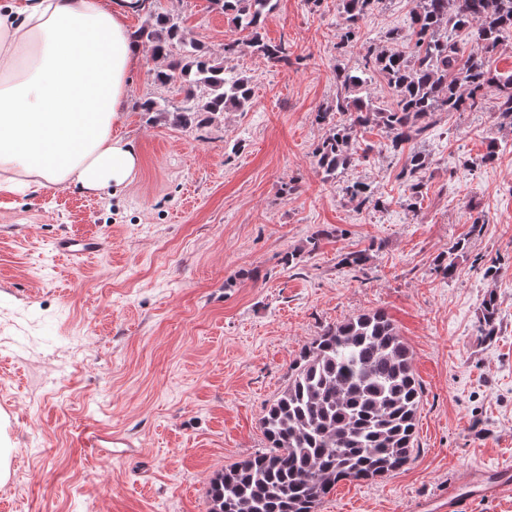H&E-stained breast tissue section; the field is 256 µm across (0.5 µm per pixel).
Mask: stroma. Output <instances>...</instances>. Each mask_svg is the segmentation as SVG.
Masks as SVG:
<instances>
[{
  "label": "stroma",
  "instance_id": "stroma-1",
  "mask_svg": "<svg viewBox=\"0 0 512 512\" xmlns=\"http://www.w3.org/2000/svg\"><path fill=\"white\" fill-rule=\"evenodd\" d=\"M337 2L277 0L261 34L287 43L283 66L248 48L249 31L215 0H150L251 78L250 104L200 127L152 120L142 99L176 107L184 95L154 82L158 63L144 53L118 128L139 149L132 181L0 200V444L13 450L0 512H208L214 472L265 448L260 421L301 347L375 310L396 325L422 384L413 459L339 482L318 512H433L459 473L512 457V128L489 109L437 123L413 211L380 127L363 133L368 161L326 176L312 157L325 134L314 116L336 99V69L361 61L359 47H336ZM417 3L385 0L360 21L361 44L406 49ZM393 30L399 39L385 42ZM232 40L242 47L228 58ZM492 140L498 154L481 163ZM353 181L386 208L359 209L342 192ZM320 229L318 249L303 253ZM66 235L102 248L62 257L54 243ZM461 239L457 274L444 277L437 261ZM295 249L297 265H285ZM361 249L365 272L338 267ZM490 292L498 331L484 336ZM96 429L133 449L116 458L91 447Z\"/></svg>",
  "mask_w": 512,
  "mask_h": 512
}]
</instances>
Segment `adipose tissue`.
<instances>
[{"mask_svg":"<svg viewBox=\"0 0 512 512\" xmlns=\"http://www.w3.org/2000/svg\"><path fill=\"white\" fill-rule=\"evenodd\" d=\"M146 0H0V193L99 191L137 171L116 135Z\"/></svg>","mask_w":512,"mask_h":512,"instance_id":"adipose-tissue-1","label":"adipose tissue"}]
</instances>
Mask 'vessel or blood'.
Listing matches in <instances>:
<instances>
[{
    "label": "vessel or blood",
    "mask_w": 512,
    "mask_h": 512,
    "mask_svg": "<svg viewBox=\"0 0 512 512\" xmlns=\"http://www.w3.org/2000/svg\"><path fill=\"white\" fill-rule=\"evenodd\" d=\"M57 252L65 257L88 256L98 251V243L89 239L59 238ZM512 492V464L503 463L494 468L478 467L465 473L458 482L449 483L435 503L439 512H471L473 505Z\"/></svg>",
    "instance_id": "vessel-or-blood-1"
}]
</instances>
